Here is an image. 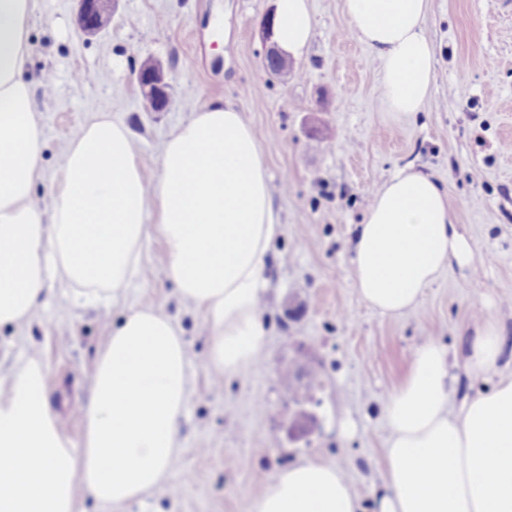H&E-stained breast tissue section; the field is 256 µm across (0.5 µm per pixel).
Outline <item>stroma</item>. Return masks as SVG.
Wrapping results in <instances>:
<instances>
[{"label":"stroma","instance_id":"1","mask_svg":"<svg viewBox=\"0 0 512 512\" xmlns=\"http://www.w3.org/2000/svg\"><path fill=\"white\" fill-rule=\"evenodd\" d=\"M30 21L25 73L39 95L43 167L53 172L81 126L105 112L136 137L154 174L165 137L204 105H234L256 130L277 182L282 232L273 247L264 299L266 356L251 372L214 382L204 316L180 304L162 272L163 246L144 245L129 300H144L178 322L190 348L193 395L182 419V451L169 481L143 499L108 509L84 499V512H249L276 471L316 460L344 468L366 512L384 493L381 415L420 342L449 352L456 390L451 408L483 390L463 368L459 347L477 316L496 318L512 337V12L502 0H430L426 31L436 81L421 111H387L369 50L348 29L343 0H309L314 37L287 74L266 67L262 17L274 0H115L97 35L75 26L77 0H42ZM172 84L167 111H151L136 82L145 59ZM93 73L79 83L75 72ZM412 167L448 192L469 265H451L425 300L391 319L368 308L351 280L355 227L373 191ZM76 311L47 297L27 322L0 325V367L40 354L50 370L51 404L79 441L74 412L87 396L98 351L124 315ZM298 375L296 398L280 377ZM317 406H310V399ZM316 421L298 440L287 431L298 412ZM354 424L341 435L342 420Z\"/></svg>","mask_w":512,"mask_h":512}]
</instances>
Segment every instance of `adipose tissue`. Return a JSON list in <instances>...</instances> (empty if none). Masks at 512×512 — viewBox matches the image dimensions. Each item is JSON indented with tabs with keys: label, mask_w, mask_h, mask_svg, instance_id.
<instances>
[{
	"label": "adipose tissue",
	"mask_w": 512,
	"mask_h": 512,
	"mask_svg": "<svg viewBox=\"0 0 512 512\" xmlns=\"http://www.w3.org/2000/svg\"><path fill=\"white\" fill-rule=\"evenodd\" d=\"M40 0H0V324H21L58 293L73 307L125 303L98 352L73 443L51 405L48 365L29 358L0 371V512H82L83 498L115 507L161 488L181 451L191 398L189 346L163 310L126 303L144 243L156 234L163 274L205 315L208 366L239 376L268 346L262 299L281 232L272 178L253 127L229 104H209L166 137L146 176L127 123L95 115L68 144L54 175L25 76L29 22ZM370 50L391 112L419 111L435 81L425 31L429 0H343ZM274 40L298 57L313 36L307 0H276ZM45 184V202L34 189ZM447 191L400 170L357 225L353 286L370 308H417L444 267L467 263ZM512 339L494 317L461 344L470 379L495 372ZM447 352L423 341L386 399L385 495L377 512H512V378L451 410ZM251 512H362L341 467L310 461L278 470Z\"/></svg>",
	"instance_id": "obj_1"
}]
</instances>
